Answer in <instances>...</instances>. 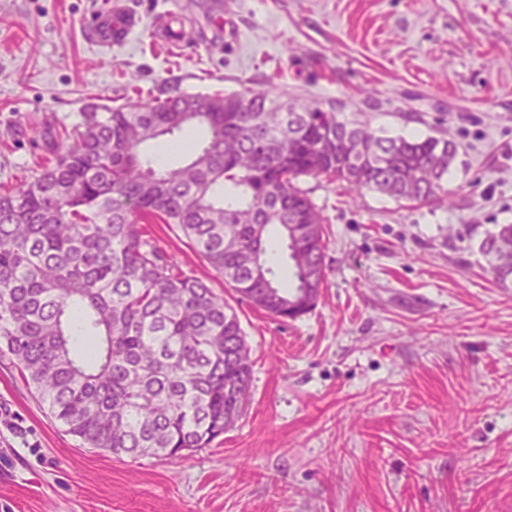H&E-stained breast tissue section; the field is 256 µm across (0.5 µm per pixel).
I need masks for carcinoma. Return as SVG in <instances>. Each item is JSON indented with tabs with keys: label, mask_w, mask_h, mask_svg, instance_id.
Masks as SVG:
<instances>
[{
	"label": "carcinoma",
	"mask_w": 512,
	"mask_h": 512,
	"mask_svg": "<svg viewBox=\"0 0 512 512\" xmlns=\"http://www.w3.org/2000/svg\"><path fill=\"white\" fill-rule=\"evenodd\" d=\"M190 126L205 140L161 166L150 144ZM456 156L443 136L379 135L272 87L84 112L52 164L0 193V354L82 447L182 461L240 417L251 362L233 308L141 223L178 226L241 298L294 321L326 278L325 218L295 180L433 202L448 196ZM274 231L286 284L267 259ZM474 247L511 287L500 275H512V224Z\"/></svg>",
	"instance_id": "cac0c4a2"
}]
</instances>
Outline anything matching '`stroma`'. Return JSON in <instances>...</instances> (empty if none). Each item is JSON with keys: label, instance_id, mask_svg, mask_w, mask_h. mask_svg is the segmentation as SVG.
I'll return each instance as SVG.
<instances>
[{"label": "stroma", "instance_id": "stroma-1", "mask_svg": "<svg viewBox=\"0 0 512 512\" xmlns=\"http://www.w3.org/2000/svg\"><path fill=\"white\" fill-rule=\"evenodd\" d=\"M116 1L142 25L108 50L93 35ZM171 11L189 34L174 57L150 44ZM269 87L376 131L445 134L450 203L299 177L325 219L326 280L288 322L178 228L147 225L239 317L241 417L186 461L119 459L66 434L0 355V512H512V287L445 232L512 224V0H0V193L82 113Z\"/></svg>", "mask_w": 512, "mask_h": 512}]
</instances>
